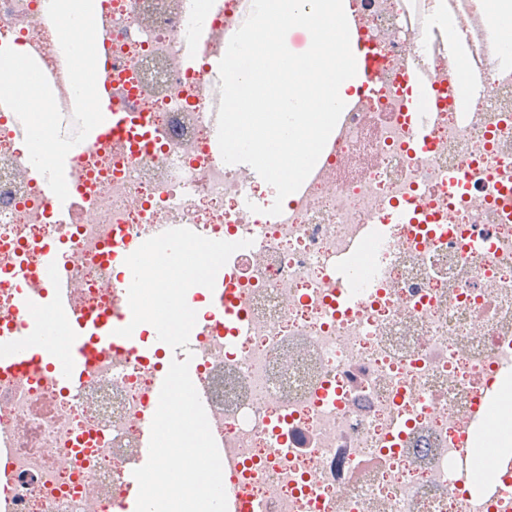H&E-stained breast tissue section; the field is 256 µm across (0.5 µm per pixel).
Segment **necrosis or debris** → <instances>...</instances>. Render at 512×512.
Wrapping results in <instances>:
<instances>
[{
  "label": "necrosis or debris",
  "instance_id": "1",
  "mask_svg": "<svg viewBox=\"0 0 512 512\" xmlns=\"http://www.w3.org/2000/svg\"><path fill=\"white\" fill-rule=\"evenodd\" d=\"M49 0H0V46L38 49L60 66ZM371 71L312 173L275 200L252 172L225 164L207 96L208 61L184 48L208 30L218 54L241 26L239 0H98V60L113 102L146 141H84L71 154L81 221L53 223L19 119L0 109V321L18 326L17 292L4 281L39 245L64 246L75 309H119L123 282L107 260L115 233L144 241L175 224L212 240H251L224 267L238 320L196 322L190 337L211 400L212 434L239 467L227 494L263 512H512V474L488 461L495 500L461 487V437L512 449V404L469 431L484 386L512 385V28L480 0H346ZM424 72L422 95L404 78ZM435 120L428 151L413 147L411 117ZM468 164L466 190L448 173ZM409 208L403 224L389 214ZM380 240L351 263V305L337 307L336 264L359 225ZM487 241L471 251L472 233ZM162 354L101 357L74 390L45 375L0 372V502L11 512H130L124 471L155 413Z\"/></svg>",
  "mask_w": 512,
  "mask_h": 512
}]
</instances>
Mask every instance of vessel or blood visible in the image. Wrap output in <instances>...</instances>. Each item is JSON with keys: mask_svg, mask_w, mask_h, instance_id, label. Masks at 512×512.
I'll return each instance as SVG.
<instances>
[{"mask_svg": "<svg viewBox=\"0 0 512 512\" xmlns=\"http://www.w3.org/2000/svg\"><path fill=\"white\" fill-rule=\"evenodd\" d=\"M97 90L101 108L110 119L94 128L90 140L107 143L111 138L129 136L124 114L112 102V91L106 78H99ZM41 194L49 203L55 223H76L81 201L77 194L59 200L49 185H42ZM40 266L31 268L17 261L11 272V283L19 290V313L25 320L23 333L12 327L0 329V370L23 378L43 373L66 389L79 386L89 365L112 348L123 347L127 338L118 336V328L128 325L132 314L78 313L72 305L73 282L58 272L62 248L58 243L45 242L39 247ZM65 329L67 346H60L57 329Z\"/></svg>", "mask_w": 512, "mask_h": 512, "instance_id": "b4317fda", "label": "vessel or blood"}]
</instances>
